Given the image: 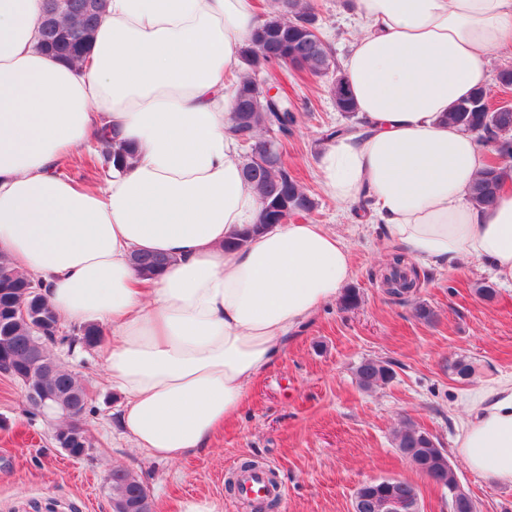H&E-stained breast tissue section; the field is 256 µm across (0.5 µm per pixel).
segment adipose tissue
Here are the masks:
<instances>
[{
	"label": "adipose tissue",
	"mask_w": 512,
	"mask_h": 512,
	"mask_svg": "<svg viewBox=\"0 0 512 512\" xmlns=\"http://www.w3.org/2000/svg\"><path fill=\"white\" fill-rule=\"evenodd\" d=\"M45 5L0 0V252L63 323L111 325L101 358L125 434L176 462L237 417L291 336L342 295L350 249L322 224L251 230L260 202L227 128L229 75L264 21L256 0H107L76 64L39 49ZM356 24L343 76L362 124L322 150L325 193L367 201L415 260L484 261L512 288V187L475 208L485 158L443 120L490 86L486 57L512 48V0H356ZM103 134L131 147L130 168L95 189L59 172ZM138 252L171 263L145 281ZM462 399L457 453L512 486V374Z\"/></svg>",
	"instance_id": "ef3b65f1"
}]
</instances>
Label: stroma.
I'll list each match as a JSON object with an SVG mask.
<instances>
[{"instance_id": "1", "label": "stroma", "mask_w": 512, "mask_h": 512, "mask_svg": "<svg viewBox=\"0 0 512 512\" xmlns=\"http://www.w3.org/2000/svg\"><path fill=\"white\" fill-rule=\"evenodd\" d=\"M313 2L320 33L343 61L356 36L355 0ZM257 80L280 82L288 94L298 123L284 161L316 202L309 221L347 241L358 307L345 310L333 301L320 308L250 385L239 416L207 448L177 463L144 458L123 437L117 425L123 396L108 381L97 349L65 343L54 349L89 396L85 427L92 451L81 460L55 446L54 419L32 416L23 385L0 374V512H112L103 477L115 462L144 482L154 512H180L191 499L215 501L221 512H251L225 488L246 460L273 469L286 488L270 512H352L357 489L376 479L415 485L420 512H449L447 490L417 472L393 443L408 422L447 450L478 512H512V487L472 472L455 452L453 418L462 390L512 373V289L496 286L477 261L427 267L405 257V267L419 275L415 292L405 300L389 295L383 277L403 247L390 242L381 225L327 197L319 181L327 135L345 122L330 93L332 75L281 65ZM482 286L493 287L492 298L478 295ZM421 305L434 311L433 321L416 317ZM368 358L389 362L394 377L365 391L354 371ZM460 358L473 367L465 380L451 370Z\"/></svg>"}]
</instances>
